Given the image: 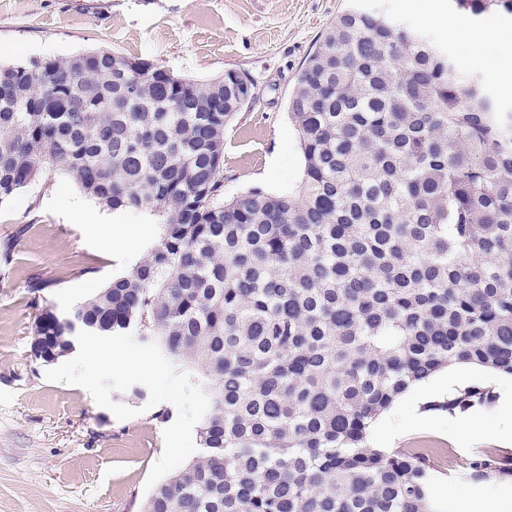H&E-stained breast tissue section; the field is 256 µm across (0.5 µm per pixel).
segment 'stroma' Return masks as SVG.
I'll list each match as a JSON object with an SVG mask.
<instances>
[{
  "label": "stroma",
  "instance_id": "obj_1",
  "mask_svg": "<svg viewBox=\"0 0 512 512\" xmlns=\"http://www.w3.org/2000/svg\"><path fill=\"white\" fill-rule=\"evenodd\" d=\"M355 6L423 31L493 89L499 71L512 72L498 43L465 44L427 22L447 13L448 0H0V64L106 49L201 81L245 73L257 99L224 136V192L285 191L303 174L288 98L329 23ZM157 234L146 215L105 209L58 172L0 203V512H138L155 484L196 458L199 408L187 377L136 333L81 334L49 364L30 349L43 311L64 313L90 297L140 261ZM34 277L42 290H31ZM98 341L112 363L90 356ZM130 357L137 366H127ZM439 401L423 397L421 423L394 416L397 433L378 425L369 442L426 449L432 495L452 512L460 494L490 490L461 475L471 454L512 456V412L492 399L451 414ZM466 414L489 421L494 435L455 445Z\"/></svg>",
  "mask_w": 512,
  "mask_h": 512
}]
</instances>
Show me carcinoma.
<instances>
[{"label": "carcinoma", "mask_w": 512, "mask_h": 512, "mask_svg": "<svg viewBox=\"0 0 512 512\" xmlns=\"http://www.w3.org/2000/svg\"><path fill=\"white\" fill-rule=\"evenodd\" d=\"M237 112L229 70L198 81L104 49L0 65V203L60 170L159 224L141 261L75 306L79 327L42 314L32 355L133 330L200 369V454L141 512H435L427 454L368 436L453 362L512 375V112L427 37L359 8L328 26L289 97L295 190L224 197ZM463 471L512 478L481 453Z\"/></svg>", "instance_id": "obj_1"}]
</instances>
